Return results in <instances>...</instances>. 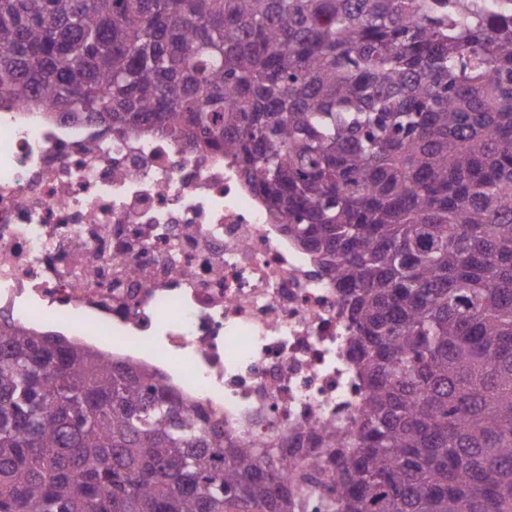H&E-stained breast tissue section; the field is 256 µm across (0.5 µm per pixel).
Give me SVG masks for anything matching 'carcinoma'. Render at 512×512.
Listing matches in <instances>:
<instances>
[{
    "label": "carcinoma",
    "instance_id": "carcinoma-1",
    "mask_svg": "<svg viewBox=\"0 0 512 512\" xmlns=\"http://www.w3.org/2000/svg\"><path fill=\"white\" fill-rule=\"evenodd\" d=\"M0 97L232 158L367 393L325 512H512V0H0ZM143 366L0 334V512H307Z\"/></svg>",
    "mask_w": 512,
    "mask_h": 512
}]
</instances>
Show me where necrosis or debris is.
<instances>
[{
	"label": "necrosis or debris",
	"instance_id": "obj_1",
	"mask_svg": "<svg viewBox=\"0 0 512 512\" xmlns=\"http://www.w3.org/2000/svg\"><path fill=\"white\" fill-rule=\"evenodd\" d=\"M26 326L157 372L226 433L309 476L288 441L366 395L329 274L223 153L0 106V329Z\"/></svg>",
	"mask_w": 512,
	"mask_h": 512
}]
</instances>
